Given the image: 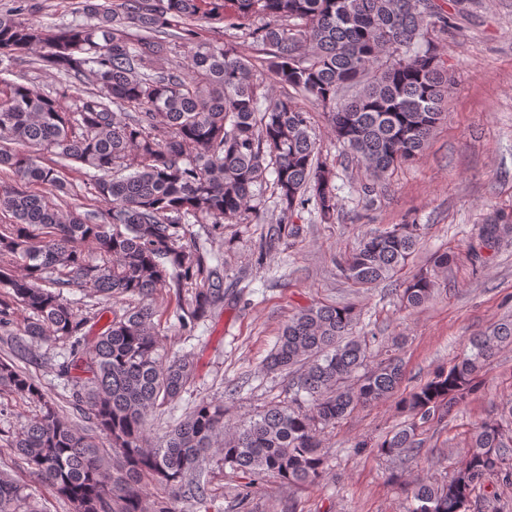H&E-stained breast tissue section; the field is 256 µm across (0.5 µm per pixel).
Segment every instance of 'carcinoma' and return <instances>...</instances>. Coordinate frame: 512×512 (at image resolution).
Instances as JSON below:
<instances>
[{
    "mask_svg": "<svg viewBox=\"0 0 512 512\" xmlns=\"http://www.w3.org/2000/svg\"><path fill=\"white\" fill-rule=\"evenodd\" d=\"M227 0H81L85 19L48 26L0 14V166L18 185H0V386L38 407L9 443L35 481L69 512H184L203 504L213 466L241 475L237 504L250 508L266 476L319 484L327 475L322 434L359 406L394 396L402 364L389 356L369 364L367 337H355L350 305L300 309L283 326L269 368L297 372L294 396L232 425L224 406L200 400L157 441L148 424L195 377L187 359L163 353L160 290L175 298L168 330L189 336L217 316L227 298L224 262L205 245L184 242L186 225L214 227L263 205L265 176L274 174L276 207L291 215L310 205L329 224L338 212L336 174L321 159L309 112L328 116L336 144L381 181L417 160L437 125L451 75L437 51L448 28L435 0H233L239 45L199 39V27L226 21ZM264 23L249 28V21ZM258 48L270 59L247 54ZM36 49L41 66L92 87L74 107L21 82L12 66ZM187 64L175 62L179 52ZM268 71L286 92L257 93ZM55 157L54 165L39 155ZM75 164L99 172L98 197L109 220L63 214L54 192L61 170ZM29 185H40L34 193ZM512 234V220L479 227L490 244ZM420 226L396 224L370 234L339 263V272L368 287L393 278L419 248ZM95 245L103 263L86 259ZM451 256L432 257L400 284L410 309L430 301ZM91 291L101 306L83 313L64 292ZM28 316L15 324L14 306ZM103 327H98L101 320ZM63 346L55 364L71 386L63 409L17 364L43 340ZM512 345V319L470 340V350L401 397L409 423L377 445L404 463L421 444V425L444 419L478 389L486 362ZM512 401L500 416L474 423L466 458L444 482L403 486L411 512H477L486 479L512 482ZM109 441L101 448L93 433ZM164 492L149 499L145 485ZM26 486L0 473V512H38Z\"/></svg>",
    "mask_w": 512,
    "mask_h": 512,
    "instance_id": "obj_1",
    "label": "carcinoma"
}]
</instances>
